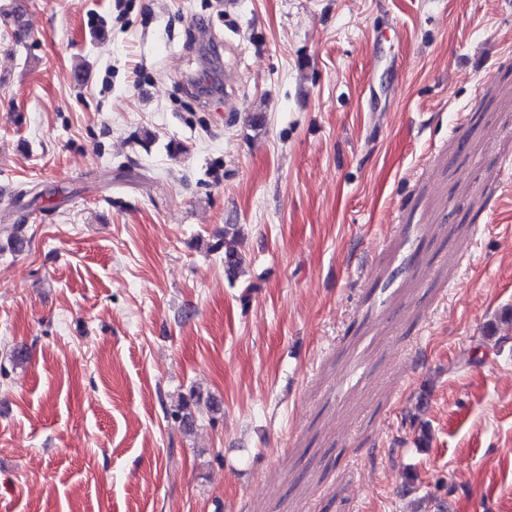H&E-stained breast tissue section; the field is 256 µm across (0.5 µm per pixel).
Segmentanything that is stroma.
<instances>
[{"mask_svg":"<svg viewBox=\"0 0 512 512\" xmlns=\"http://www.w3.org/2000/svg\"><path fill=\"white\" fill-rule=\"evenodd\" d=\"M510 314L512 0H0V512H512ZM227 232L224 233V240L218 243L216 250L224 248V270L231 279L236 278L239 270L244 264V257L234 244V239L227 240Z\"/></svg>","mask_w":512,"mask_h":512,"instance_id":"35a3bbf8","label":"stroma"}]
</instances>
